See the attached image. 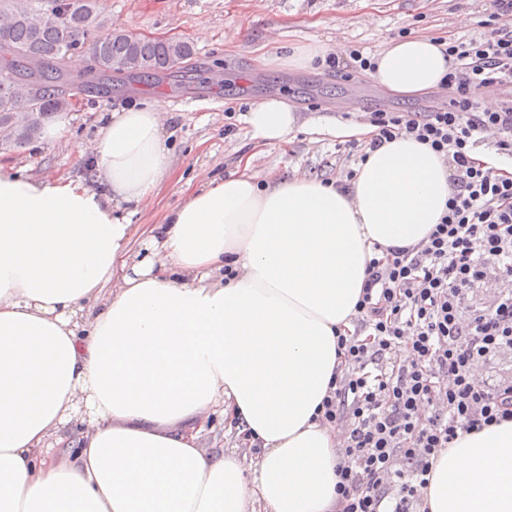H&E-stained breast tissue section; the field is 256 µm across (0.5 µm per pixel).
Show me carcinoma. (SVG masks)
Listing matches in <instances>:
<instances>
[{
    "instance_id": "cac0c4a2",
    "label": "carcinoma",
    "mask_w": 512,
    "mask_h": 512,
    "mask_svg": "<svg viewBox=\"0 0 512 512\" xmlns=\"http://www.w3.org/2000/svg\"><path fill=\"white\" fill-rule=\"evenodd\" d=\"M62 16H52L45 0H0V129L9 131L5 149H21L38 136L42 113L56 114L71 105L66 95L67 71L59 64L61 56L81 43L90 59L96 61L93 88L98 94L110 93L107 75L122 69L138 81L157 80L160 73H174V66L194 55L192 44L184 39H151L137 33L112 28V21L100 11V0H66ZM20 112H34L30 121L18 125Z\"/></svg>"
}]
</instances>
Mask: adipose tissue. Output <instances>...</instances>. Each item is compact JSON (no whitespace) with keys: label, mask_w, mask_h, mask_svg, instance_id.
Returning a JSON list of instances; mask_svg holds the SVG:
<instances>
[{"label":"adipose tissue","mask_w":512,"mask_h":512,"mask_svg":"<svg viewBox=\"0 0 512 512\" xmlns=\"http://www.w3.org/2000/svg\"><path fill=\"white\" fill-rule=\"evenodd\" d=\"M370 78L411 98L441 88L444 46L385 41ZM167 99L112 113L70 144L94 186L0 163V512H333L338 335L354 333L373 244L414 246L445 210L450 169L401 138L347 187L247 171L204 179L135 230L169 177ZM287 142L281 99L244 116ZM141 235L143 252L132 239ZM85 410L80 428L73 415ZM222 412L240 438L206 445ZM428 512H512V421L457 439L432 465Z\"/></svg>","instance_id":"ef3b65f1"}]
</instances>
